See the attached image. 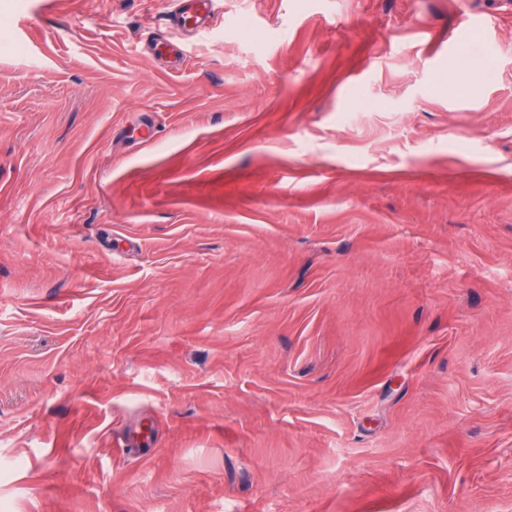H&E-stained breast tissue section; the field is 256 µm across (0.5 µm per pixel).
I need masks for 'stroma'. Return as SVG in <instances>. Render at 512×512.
<instances>
[{"label":"stroma","instance_id":"stroma-1","mask_svg":"<svg viewBox=\"0 0 512 512\" xmlns=\"http://www.w3.org/2000/svg\"><path fill=\"white\" fill-rule=\"evenodd\" d=\"M170 8L0 0V512H512V10ZM169 15L171 25L203 31L210 26L222 7L221 0H175Z\"/></svg>","mask_w":512,"mask_h":512}]
</instances>
